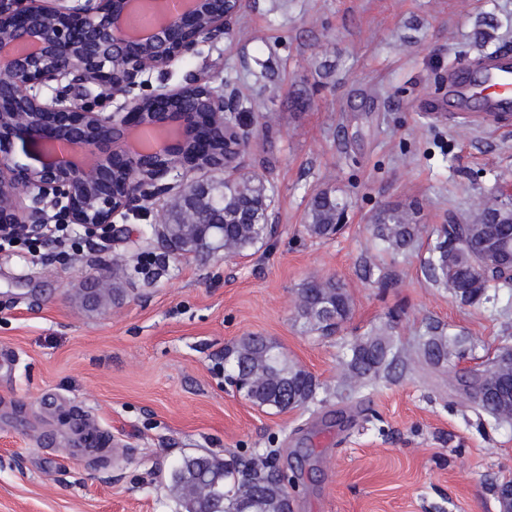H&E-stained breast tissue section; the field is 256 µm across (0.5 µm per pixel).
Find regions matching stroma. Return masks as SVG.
Instances as JSON below:
<instances>
[{"mask_svg":"<svg viewBox=\"0 0 512 512\" xmlns=\"http://www.w3.org/2000/svg\"><path fill=\"white\" fill-rule=\"evenodd\" d=\"M495 49L512 50V0H245L221 41L151 72V90L237 91L240 170L273 187L277 230L244 257L172 253L144 238L149 207L80 252H0V348L16 356L0 368V512H176L164 483L182 456L271 451L294 512H499L512 427L478 413L457 378L512 346V295L462 304L428 282L423 247L376 255L373 271L365 256L379 212L430 232L476 220L512 181V115L448 103L454 74ZM323 189L345 226L314 238L306 212ZM315 273L352 299L329 337L296 316ZM102 275L121 279V299H89ZM429 319L472 337L465 360L337 395L346 344L389 322L408 342ZM252 333L316 378L317 402L261 409L228 382L224 349ZM84 414L122 459L37 442Z\"/></svg>","mask_w":512,"mask_h":512,"instance_id":"1","label":"stroma"}]
</instances>
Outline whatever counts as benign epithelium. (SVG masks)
Here are the masks:
<instances>
[{
  "instance_id": "benign-epithelium-1",
  "label": "benign epithelium",
  "mask_w": 512,
  "mask_h": 512,
  "mask_svg": "<svg viewBox=\"0 0 512 512\" xmlns=\"http://www.w3.org/2000/svg\"><path fill=\"white\" fill-rule=\"evenodd\" d=\"M128 0H51L28 4L0 0V71L15 80L0 84V231L36 227L48 210L63 208L66 220L88 233L116 231L112 218L134 211L142 200L176 196L185 175H212L235 168L241 134L224 123L236 93L217 92L202 81L147 96L134 93L145 74L195 52L202 42L224 38L242 0H182L167 11L166 0H142L153 22L144 35L131 31ZM67 85L46 98L51 83ZM123 98L105 115L79 101L97 90ZM204 92L208 120L224 135V155L200 163L186 156L197 113L182 104ZM164 131L166 136L133 152L132 133ZM21 144L28 163L17 160Z\"/></svg>"
}]
</instances>
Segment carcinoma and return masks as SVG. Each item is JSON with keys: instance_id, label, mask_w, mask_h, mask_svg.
<instances>
[{"instance_id": "obj_1", "label": "carcinoma", "mask_w": 512, "mask_h": 512, "mask_svg": "<svg viewBox=\"0 0 512 512\" xmlns=\"http://www.w3.org/2000/svg\"><path fill=\"white\" fill-rule=\"evenodd\" d=\"M194 140L206 158L224 151L210 124L201 120ZM271 187L259 175L237 174L208 182L200 192L189 185L174 201L167 202L169 224L164 238L183 246L184 253L224 251V257L246 256L266 238ZM345 204L333 191L316 193L308 205L305 224L315 238H327L339 230ZM512 210L484 209L471 224L451 222L436 229L428 244L423 269L437 288H448L460 302L484 305L496 292L512 288V278L498 268V252L509 242ZM422 228L397 210L380 212L372 225L375 245L399 254L420 239ZM349 293L332 277L316 276L302 284L296 304L297 317L306 331L329 336L349 319ZM465 341L451 336L438 324L427 326L410 353H401L383 334L364 336L347 347L343 363L345 382L361 387L389 375L398 366L413 361L432 367L449 366L465 353ZM500 350L488 360V368L466 382L478 408L497 423H511L506 407L512 406V367L502 368ZM231 378L244 385L248 400L258 407L279 411L299 407L314 399L318 383L304 367L278 344L264 336L241 337L224 352ZM169 492L176 512H286L288 492L274 472L264 473L213 455L186 456L173 465Z\"/></svg>"}]
</instances>
